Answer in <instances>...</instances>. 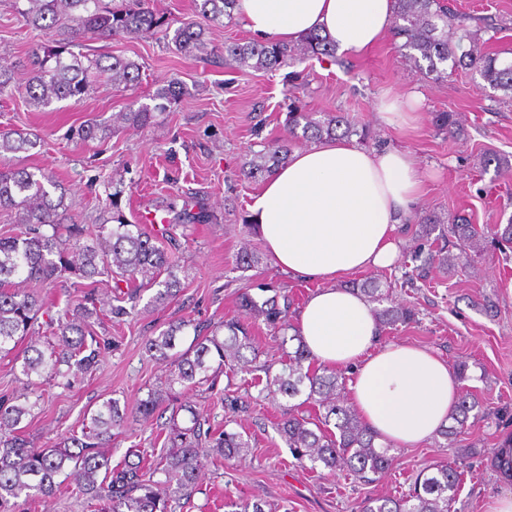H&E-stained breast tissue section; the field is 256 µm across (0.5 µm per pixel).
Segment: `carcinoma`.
<instances>
[{
    "label": "carcinoma",
    "instance_id": "carcinoma-1",
    "mask_svg": "<svg viewBox=\"0 0 512 512\" xmlns=\"http://www.w3.org/2000/svg\"><path fill=\"white\" fill-rule=\"evenodd\" d=\"M29 7L15 8L24 25L48 35L47 42L32 49L29 76L20 85L14 70L0 66V96L23 89L28 103L46 108L54 102L79 99L91 90V78L104 79L118 90L138 83L141 65L131 59L90 54L83 51L87 35L108 38L116 35L145 37L159 32L171 37L177 51L194 58L210 54L205 25L232 18L236 0H193L194 18L176 28L165 15L150 6V0H131L109 6L103 0H27ZM471 17L448 7L445 0H396L394 36L403 39L399 50L414 68L437 80L455 72L467 71L486 86L512 98V59L485 50L488 29L470 24ZM335 46L315 33L297 43L268 41L224 44L228 65L276 71L301 63L310 57H333ZM181 95L180 83L172 79L152 96L156 105L119 112L112 122L97 119L81 127L84 141H104L112 135L113 124L145 127L153 111L172 103ZM435 127L453 138L464 135L457 113L438 112ZM289 139H272L253 153L238 174L247 179L270 175L288 163L292 143L348 138H372L369 128L351 124L342 113L327 112L314 118L297 97L288 111ZM42 146L38 135L20 131L0 133V158L30 152ZM122 191L107 194L99 214L97 233L76 220L63 223L69 209L67 192L56 178L41 169L7 168L0 171V209L14 215L17 230L0 233V353L10 354L24 345L15 358L20 367L23 392L0 398V509L5 512L17 500L55 495L68 480L86 496L91 512H176L175 506L197 492L202 474L212 459L240 462L248 457L249 439L240 432L213 428L210 419L190 411V425L180 426L177 411L169 418L168 442L153 470L143 471L144 457L112 466L104 453L112 440V430L130 421L152 420L163 414L166 403L175 397V386L190 390L209 384L214 388L218 373L233 378L240 372L261 371L254 377L264 398L275 402L280 397L305 399L289 406L276 424L294 459L311 468L334 472L346 469L369 481L391 468L395 455L392 446L379 444L356 411L342 396V375L316 365L311 352L292 329L289 311L292 300L285 288L257 281L238 296V307L252 321H260L281 335V346L297 342L288 352V362L273 372L274 363L256 366L259 348L250 334L249 324L236 318L214 324L203 331L187 319L168 323L158 334L148 336L143 350L165 363L164 382L150 389L134 406L108 398L83 419L81 434L60 435L49 446H35L22 423L32 414L29 395L45 384L68 387L97 369L100 357L112 346V337L98 336L94 326L107 317L127 314L122 302H136L144 288H157L151 303L173 302L181 292L177 259L159 241L130 223L121 207ZM418 238L456 240L460 250H479L485 234L505 251L512 249V221L483 229L465 216L443 224L434 214L423 211L413 216ZM95 239L88 240L89 236ZM422 249L414 251L412 261L418 276L435 264L447 270L455 257L439 248L421 259ZM422 264H417V261ZM260 264L258 252L244 247L238 252L242 270ZM113 281V296L97 297L98 278ZM66 285L78 293L66 309L54 310L41 289ZM257 289L265 296H256ZM359 290L376 305L375 312L384 327L415 321L416 311L404 304L380 307L389 292L378 281L364 282ZM193 327V338L182 347L185 329ZM253 358H248L245 352ZM305 404L318 407L310 417L299 412ZM489 416L479 400L461 392L451 411L452 424L439 432L445 442H453L469 420ZM163 478L156 480V474ZM461 477L457 466L436 465L419 472L409 493L400 498H369L363 512H448Z\"/></svg>",
    "mask_w": 512,
    "mask_h": 512
}]
</instances>
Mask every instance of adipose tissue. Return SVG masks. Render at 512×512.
Wrapping results in <instances>:
<instances>
[{"mask_svg": "<svg viewBox=\"0 0 512 512\" xmlns=\"http://www.w3.org/2000/svg\"><path fill=\"white\" fill-rule=\"evenodd\" d=\"M236 14L263 40L291 43L317 31L337 52H362L391 31L395 0H238ZM421 195L410 153L337 139L293 151L250 207L273 264L318 284L295 315V331L319 364L350 369L351 406L380 442L395 446L435 437L462 384L430 350L380 344L372 304L344 279L395 265L400 218Z\"/></svg>", "mask_w": 512, "mask_h": 512, "instance_id": "ef3b65f1", "label": "adipose tissue"}]
</instances>
